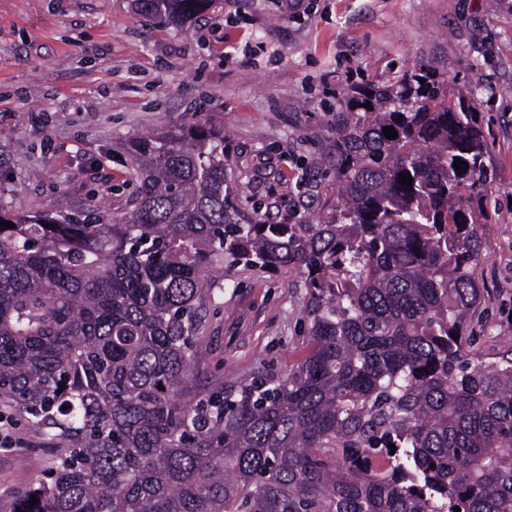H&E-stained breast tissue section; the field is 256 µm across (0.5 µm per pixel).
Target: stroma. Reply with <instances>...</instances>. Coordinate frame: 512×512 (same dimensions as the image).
Masks as SVG:
<instances>
[{"label": "stroma", "instance_id": "35a3bbf8", "mask_svg": "<svg viewBox=\"0 0 512 512\" xmlns=\"http://www.w3.org/2000/svg\"><path fill=\"white\" fill-rule=\"evenodd\" d=\"M435 58L448 94H480L490 183L475 201L481 303L473 349L512 343V0H211L179 23L133 0H0V209L125 210L136 190L131 141L206 120L223 127L242 208L313 224L336 201L323 116L364 82ZM200 383L281 376L307 355V290L297 268L210 274ZM0 512L49 444L0 426Z\"/></svg>", "mask_w": 512, "mask_h": 512}]
</instances>
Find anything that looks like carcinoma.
Segmentation results:
<instances>
[{
    "mask_svg": "<svg viewBox=\"0 0 512 512\" xmlns=\"http://www.w3.org/2000/svg\"><path fill=\"white\" fill-rule=\"evenodd\" d=\"M204 3L135 7L179 20ZM476 95L448 99L432 60L350 88L325 117L336 206L316 224L247 215L207 121L137 137L117 216L1 211L0 413L58 449L14 509L512 512V346L487 361L468 334ZM207 266L300 269L306 358L195 391Z\"/></svg>",
    "mask_w": 512,
    "mask_h": 512,
    "instance_id": "obj_1",
    "label": "carcinoma"
}]
</instances>
